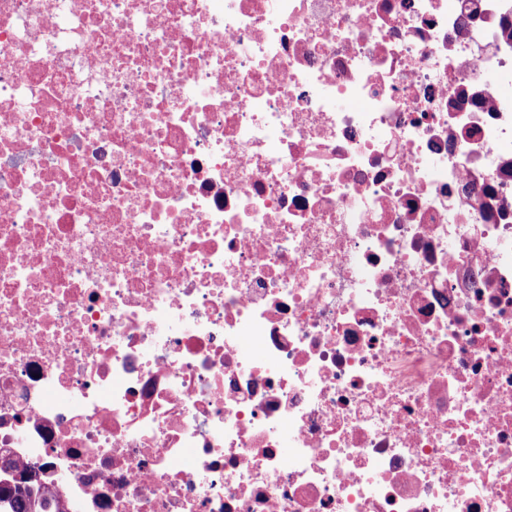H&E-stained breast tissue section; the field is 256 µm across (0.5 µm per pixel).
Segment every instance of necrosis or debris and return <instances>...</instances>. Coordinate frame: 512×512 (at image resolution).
<instances>
[{
    "instance_id": "obj_1",
    "label": "necrosis or debris",
    "mask_w": 512,
    "mask_h": 512,
    "mask_svg": "<svg viewBox=\"0 0 512 512\" xmlns=\"http://www.w3.org/2000/svg\"><path fill=\"white\" fill-rule=\"evenodd\" d=\"M0 449L63 512H512V0H0Z\"/></svg>"
}]
</instances>
